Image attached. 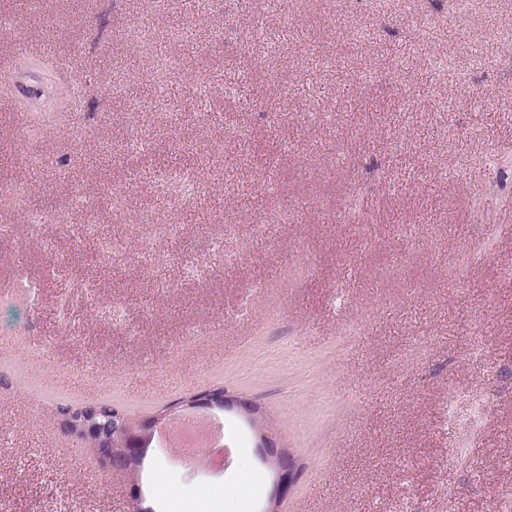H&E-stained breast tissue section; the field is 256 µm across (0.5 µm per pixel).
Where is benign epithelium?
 <instances>
[{"label":"benign epithelium","instance_id":"benign-epithelium-1","mask_svg":"<svg viewBox=\"0 0 512 512\" xmlns=\"http://www.w3.org/2000/svg\"><path fill=\"white\" fill-rule=\"evenodd\" d=\"M189 404L206 409H235L247 416L257 413L258 407L245 399L231 398L222 389L204 391L192 397ZM111 417L100 421L88 417L85 407H71L61 421L65 428L91 447L100 464L114 473L130 470L140 461L144 453V442L161 417L136 423L122 411L110 407ZM261 447L264 454L277 463L278 488H287L293 481V460L278 452L276 446L267 437H262Z\"/></svg>","mask_w":512,"mask_h":512}]
</instances>
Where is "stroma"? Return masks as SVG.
<instances>
[{
    "label": "stroma",
    "mask_w": 512,
    "mask_h": 512,
    "mask_svg": "<svg viewBox=\"0 0 512 512\" xmlns=\"http://www.w3.org/2000/svg\"><path fill=\"white\" fill-rule=\"evenodd\" d=\"M292 4L228 31L225 0L202 18L171 0L157 33L187 40L160 78L136 38L148 0H0V191L28 189L0 201L7 512H173L200 490L217 512L229 481L235 512H512V0ZM286 21L311 41L334 30L335 62L274 40ZM172 93L176 122L143 106ZM134 130L152 150L128 148ZM160 168L208 190L155 211L178 231L150 238L100 197L117 183L139 204ZM48 207L67 228L28 240ZM101 235L124 242L120 267L92 261ZM213 388L261 413L221 412L220 468L155 440L138 472L107 473L58 415L173 416ZM265 436L294 461L286 489Z\"/></svg>",
    "instance_id": "obj_1"
}]
</instances>
